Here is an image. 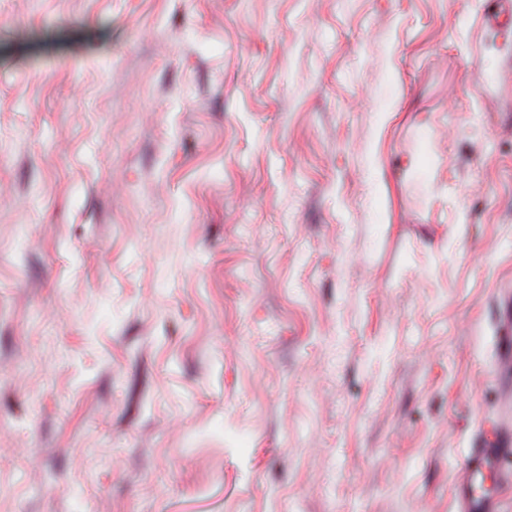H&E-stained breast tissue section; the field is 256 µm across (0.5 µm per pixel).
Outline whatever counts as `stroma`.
Wrapping results in <instances>:
<instances>
[{"instance_id":"stroma-1","label":"stroma","mask_w":512,"mask_h":512,"mask_svg":"<svg viewBox=\"0 0 512 512\" xmlns=\"http://www.w3.org/2000/svg\"><path fill=\"white\" fill-rule=\"evenodd\" d=\"M511 298L498 0H0V512H458Z\"/></svg>"}]
</instances>
